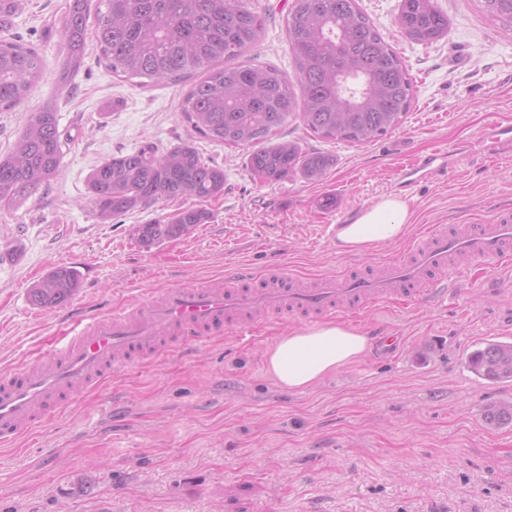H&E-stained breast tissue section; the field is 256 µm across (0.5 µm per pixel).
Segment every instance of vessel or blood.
Segmentation results:
<instances>
[{"mask_svg":"<svg viewBox=\"0 0 512 512\" xmlns=\"http://www.w3.org/2000/svg\"><path fill=\"white\" fill-rule=\"evenodd\" d=\"M484 136L495 149L512 151L511 124H492ZM458 152L452 145L420 156L404 168L403 184L447 175L448 160ZM511 255L512 210L501 208L489 224L435 226L374 275L307 284L283 265L256 279L240 270L203 288H163L109 313L77 316L48 355L0 374V438L11 439L54 417L74 393L102 385L117 368L181 353L186 344L227 329L254 334L261 316L314 322L391 301H441L456 293L462 273L503 264Z\"/></svg>","mask_w":512,"mask_h":512,"instance_id":"b4317fda","label":"vessel or blood"}]
</instances>
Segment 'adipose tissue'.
Wrapping results in <instances>:
<instances>
[{
    "label": "adipose tissue",
    "instance_id": "ef3b65f1",
    "mask_svg": "<svg viewBox=\"0 0 512 512\" xmlns=\"http://www.w3.org/2000/svg\"><path fill=\"white\" fill-rule=\"evenodd\" d=\"M410 229L407 200L386 197L363 209L351 223L336 226V251L364 256L402 240ZM369 348L368 336L348 321L296 328L266 349L264 371L281 389L302 393L337 370L360 362Z\"/></svg>",
    "mask_w": 512,
    "mask_h": 512
}]
</instances>
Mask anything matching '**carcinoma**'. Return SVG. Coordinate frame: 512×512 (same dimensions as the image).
I'll return each mask as SVG.
<instances>
[{"instance_id":"1","label":"carcinoma","mask_w":512,"mask_h":512,"mask_svg":"<svg viewBox=\"0 0 512 512\" xmlns=\"http://www.w3.org/2000/svg\"><path fill=\"white\" fill-rule=\"evenodd\" d=\"M68 0L61 30L65 58L57 82L69 86L84 64L87 42L112 73L139 78V86L190 81L181 115L199 136L248 150V167L259 181L301 178L315 183L336 165L323 152H305L280 137L300 121L315 137L359 145L401 125L416 100V85L402 58L358 0H292L287 32L295 78L245 55L263 22L251 0ZM483 12L512 34V0H478ZM399 32L418 44L448 33V14L437 0H400ZM0 23V112H11L44 71L39 50L10 35ZM63 142L52 104L30 114L11 153L0 157V209L25 204L55 179ZM88 190L97 217L107 221L131 210L194 197L224 195V169L207 163L193 143L165 152L146 142L95 166ZM211 219L203 207H181L163 221L137 224L132 236L151 246L182 237ZM81 288L78 273L56 267L34 284L29 303L51 309ZM490 382L512 380V341L491 340L468 355ZM491 425L512 423V403L486 407Z\"/></svg>"}]
</instances>
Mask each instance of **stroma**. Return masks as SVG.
I'll list each match as a JSON object with an SVG mask.
<instances>
[{
	"instance_id": "35a3bbf8",
	"label": "stroma",
	"mask_w": 512,
	"mask_h": 512,
	"mask_svg": "<svg viewBox=\"0 0 512 512\" xmlns=\"http://www.w3.org/2000/svg\"><path fill=\"white\" fill-rule=\"evenodd\" d=\"M358 3L418 96L401 126L364 145L326 142L288 123L283 139L336 157L309 183L253 179L245 149L202 138L183 121L186 84L140 88L113 75L95 48L59 88L65 0H22L12 31L39 46L46 71L16 111L0 112V156L50 101L63 159L45 190L0 210V372L49 353L70 321L28 301L57 266L80 277L76 309L104 311L234 269L259 275L283 264L309 281L378 272L405 243L343 255L334 226L385 195L408 198L414 237L433 224H485L496 207H512V154L480 139L487 125L512 124V38L478 0H438L448 33L430 44L398 33L399 0ZM254 4L263 30L251 58L293 72L291 0ZM186 140L224 170L223 196L206 204L209 223L147 247L132 226L166 219L175 203L97 217L87 182L95 166L146 141L163 152ZM451 143L461 155L447 177L401 189L404 165ZM298 325L273 316L253 338L217 336L78 392L65 411L0 446V512H512V424L489 425L483 412L512 401V382L491 385L465 367L486 339H512V287L494 295L474 278L453 304L368 312L359 327L370 337L386 328L393 347L372 345L362 361L291 394L266 376L263 354Z\"/></svg>"
}]
</instances>
